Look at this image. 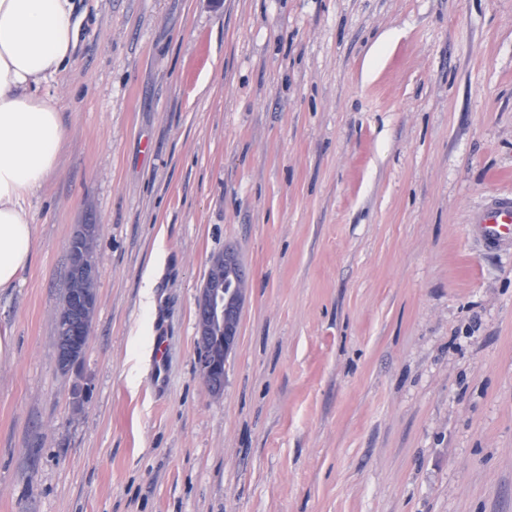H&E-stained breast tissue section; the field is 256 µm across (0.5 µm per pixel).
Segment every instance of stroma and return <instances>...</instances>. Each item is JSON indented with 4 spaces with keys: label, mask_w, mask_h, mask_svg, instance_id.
<instances>
[{
    "label": "stroma",
    "mask_w": 512,
    "mask_h": 512,
    "mask_svg": "<svg viewBox=\"0 0 512 512\" xmlns=\"http://www.w3.org/2000/svg\"><path fill=\"white\" fill-rule=\"evenodd\" d=\"M74 4L59 166L0 292V512H512V250L471 222L512 193V0ZM227 248L248 280L216 395L195 303ZM98 225H81L68 244L70 287L65 292L56 315L57 368L62 372L75 369L76 355L83 349V339L89 336L98 283L96 263V235ZM60 307V308H61Z\"/></svg>",
    "instance_id": "stroma-1"
}]
</instances>
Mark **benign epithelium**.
<instances>
[{
    "label": "benign epithelium",
    "mask_w": 512,
    "mask_h": 512,
    "mask_svg": "<svg viewBox=\"0 0 512 512\" xmlns=\"http://www.w3.org/2000/svg\"><path fill=\"white\" fill-rule=\"evenodd\" d=\"M97 232L98 225H83L68 244L70 287L66 304L56 315V364L62 372L75 369L76 355L90 333L97 299ZM210 271L196 304L197 364L206 385L219 392L226 359L237 343L247 276L237 252L230 248L212 258Z\"/></svg>",
    "instance_id": "1"
}]
</instances>
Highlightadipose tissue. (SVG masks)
<instances>
[{"label":"adipose tissue","instance_id":"ef3b65f1","mask_svg":"<svg viewBox=\"0 0 512 512\" xmlns=\"http://www.w3.org/2000/svg\"><path fill=\"white\" fill-rule=\"evenodd\" d=\"M78 32L71 0H0V291L17 286L37 248L28 203L64 140L55 101L37 90L71 59Z\"/></svg>","mask_w":512,"mask_h":512}]
</instances>
